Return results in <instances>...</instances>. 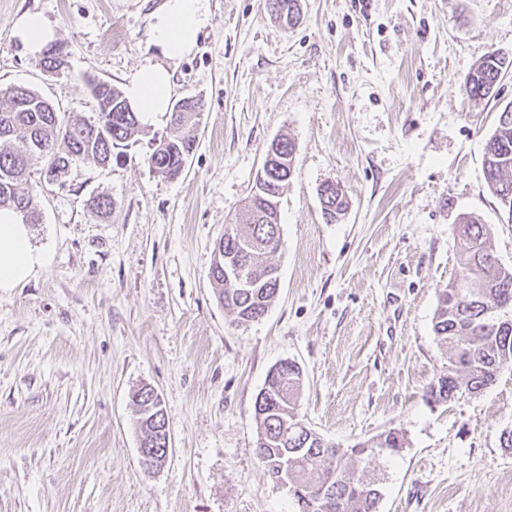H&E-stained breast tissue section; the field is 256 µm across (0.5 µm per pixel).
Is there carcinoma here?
I'll use <instances>...</instances> for the list:
<instances>
[{"label": "carcinoma", "mask_w": 512, "mask_h": 512, "mask_svg": "<svg viewBox=\"0 0 512 512\" xmlns=\"http://www.w3.org/2000/svg\"><path fill=\"white\" fill-rule=\"evenodd\" d=\"M266 10L282 27H294L300 20V0H265ZM67 56L61 43L47 48L39 65L47 70L60 67ZM512 67V60L489 55L465 76V90L472 99L494 94ZM98 112L95 120L73 114L61 116L36 91L23 86L0 90V143L14 147L0 150V208H13L28 224L40 221L33 204L37 184L31 180V162L40 159L42 170L66 168L79 159L90 165L106 166L122 155L141 128L137 113L123 111V93L105 81L90 82ZM203 109L196 112L171 110L170 123L178 134L161 139L146 157L151 170L177 177L196 148L195 129ZM484 179L496 196L512 192V106L499 113L498 123L484 147ZM294 144L278 139L276 160L265 171V180L255 184L246 207L249 222L227 224L215 241L223 265H237L248 287L225 282L219 268L211 271L216 297L234 314L239 325L261 319L275 299L278 287L276 267L270 257L280 245L279 201L293 175ZM319 194L330 207L327 216L338 218L346 210L341 189L324 184ZM490 231L468 218L458 225L461 274L440 291L433 318V331L448 345V368L430 386V398L448 401L456 388L476 395L493 381L497 370L512 367V327L502 329L493 320L494 309L512 310V267L502 265L489 245ZM302 370L290 360L288 368L266 380L270 402L254 414L256 455L268 478L280 484V467L288 464L286 482L292 488L309 489L328 498L326 512H377L381 494L374 482L362 480V462L367 457L361 445L342 450L329 444L313 430L283 434V426L298 415ZM136 403L137 427L145 437L158 429L153 414L140 399Z\"/></svg>", "instance_id": "obj_1"}]
</instances>
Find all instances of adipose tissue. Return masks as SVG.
Returning <instances> with one entry per match:
<instances>
[{"label": "adipose tissue", "instance_id": "obj_1", "mask_svg": "<svg viewBox=\"0 0 512 512\" xmlns=\"http://www.w3.org/2000/svg\"><path fill=\"white\" fill-rule=\"evenodd\" d=\"M210 19L209 0H164L154 13V43L165 61L143 64L124 85V95L141 124L155 126L168 114L173 90L168 64L194 46L199 32L209 25ZM13 36L36 61L56 40L54 28L37 11L17 17ZM49 262V252L33 246L30 226L21 215L15 210L0 208V291H11Z\"/></svg>", "mask_w": 512, "mask_h": 512}]
</instances>
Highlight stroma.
I'll use <instances>...</instances> for the list:
<instances>
[{"instance_id":"obj_1","label":"stroma","mask_w":512,"mask_h":512,"mask_svg":"<svg viewBox=\"0 0 512 512\" xmlns=\"http://www.w3.org/2000/svg\"><path fill=\"white\" fill-rule=\"evenodd\" d=\"M163 0H0V88L25 86L95 118L88 80L123 87L146 61ZM211 22L167 62L173 97L201 100L197 146L174 179L145 158L173 135L143 128L118 162H73L35 203L52 262L0 292V512H299L256 457L253 405L283 360L302 369L299 412L339 448L394 431L366 459L378 512H512V370L477 395L427 392L448 364L433 332L460 271L455 226L490 229L512 266V209L487 188L484 146L512 104L468 99L467 70L512 58V0H302L284 30L265 0H210ZM38 11L68 52L44 72L12 37ZM295 143L273 257L277 298L248 326L217 300L215 240L245 222L268 144ZM349 205L327 221L319 188ZM107 196L112 212L92 209ZM153 387L170 448L141 464L133 393Z\"/></svg>"}]
</instances>
